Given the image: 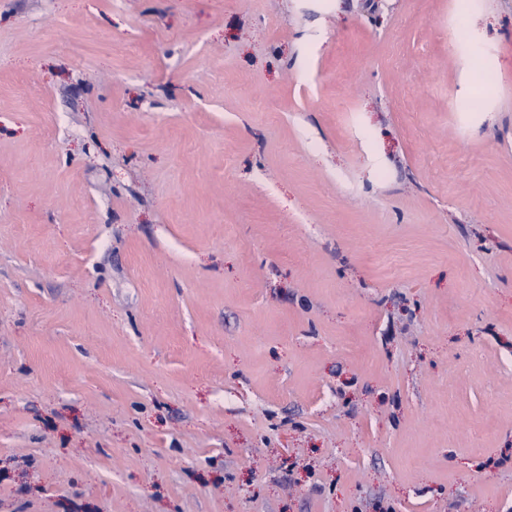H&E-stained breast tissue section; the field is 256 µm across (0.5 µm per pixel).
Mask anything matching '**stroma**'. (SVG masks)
I'll list each match as a JSON object with an SVG mask.
<instances>
[{
  "mask_svg": "<svg viewBox=\"0 0 512 512\" xmlns=\"http://www.w3.org/2000/svg\"><path fill=\"white\" fill-rule=\"evenodd\" d=\"M0 512H512V0H0Z\"/></svg>",
  "mask_w": 512,
  "mask_h": 512,
  "instance_id": "35a3bbf8",
  "label": "stroma"
}]
</instances>
